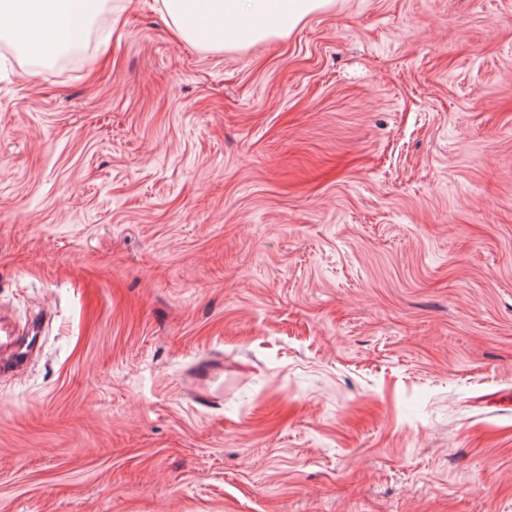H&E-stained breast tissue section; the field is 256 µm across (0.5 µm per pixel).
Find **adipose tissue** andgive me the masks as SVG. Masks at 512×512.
<instances>
[{"label":"adipose tissue","mask_w":512,"mask_h":512,"mask_svg":"<svg viewBox=\"0 0 512 512\" xmlns=\"http://www.w3.org/2000/svg\"><path fill=\"white\" fill-rule=\"evenodd\" d=\"M107 0H0V39L41 61L78 44ZM332 0H161L174 37L212 48L286 36Z\"/></svg>","instance_id":"ef3b65f1"}]
</instances>
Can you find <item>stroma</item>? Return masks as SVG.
<instances>
[{
	"mask_svg": "<svg viewBox=\"0 0 512 512\" xmlns=\"http://www.w3.org/2000/svg\"><path fill=\"white\" fill-rule=\"evenodd\" d=\"M159 6L0 62V512H512V0ZM333 0H161L174 37L212 48L286 36ZM288 24V26H286ZM291 25V26H290ZM184 387L202 406L224 403V359H203L187 374Z\"/></svg>",
	"mask_w": 512,
	"mask_h": 512,
	"instance_id": "obj_1",
	"label": "stroma"
}]
</instances>
